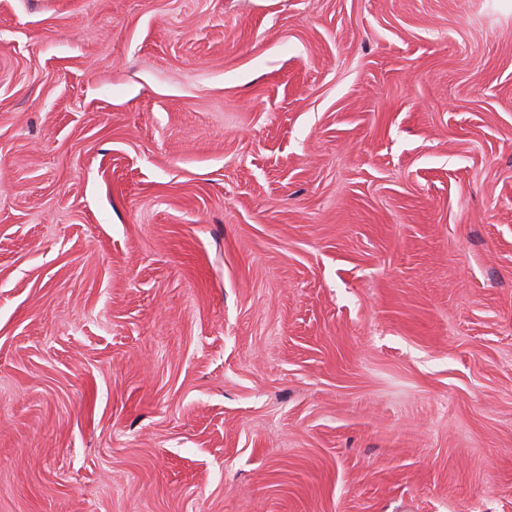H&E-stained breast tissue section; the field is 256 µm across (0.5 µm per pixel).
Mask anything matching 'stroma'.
I'll list each match as a JSON object with an SVG mask.
<instances>
[{
	"instance_id": "stroma-1",
	"label": "stroma",
	"mask_w": 512,
	"mask_h": 512,
	"mask_svg": "<svg viewBox=\"0 0 512 512\" xmlns=\"http://www.w3.org/2000/svg\"><path fill=\"white\" fill-rule=\"evenodd\" d=\"M0 512H512V0H0Z\"/></svg>"
}]
</instances>
